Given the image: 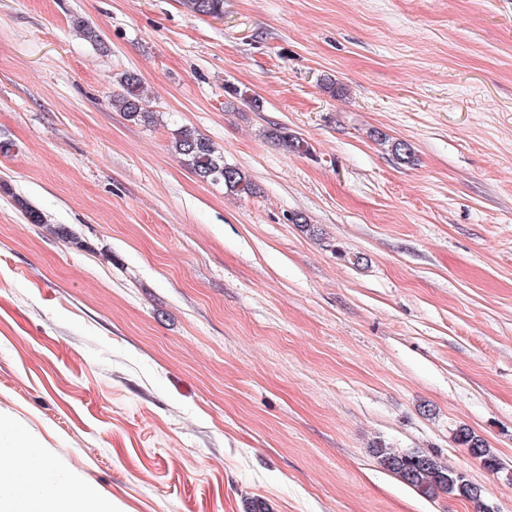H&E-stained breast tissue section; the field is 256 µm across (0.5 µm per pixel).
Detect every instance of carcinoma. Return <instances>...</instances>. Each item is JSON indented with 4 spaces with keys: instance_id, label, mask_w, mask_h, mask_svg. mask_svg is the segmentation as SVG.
<instances>
[{
    "instance_id": "carcinoma-1",
    "label": "carcinoma",
    "mask_w": 512,
    "mask_h": 512,
    "mask_svg": "<svg viewBox=\"0 0 512 512\" xmlns=\"http://www.w3.org/2000/svg\"><path fill=\"white\" fill-rule=\"evenodd\" d=\"M185 5L196 15L220 17L224 15V0H185ZM118 85L120 91L112 93L109 104L123 113L127 120L139 125L151 126L156 123V115L142 108L147 96V86L135 73L123 74ZM279 145L285 150L306 155L310 153L308 143L286 131L277 130L271 133ZM171 149L201 179L214 185H222L224 189L236 195H249L256 192L255 184L238 167L224 162V155L217 151L213 143L188 128L179 127L172 132ZM390 151L401 164L414 162V151L403 141L390 143ZM459 445L470 450V453L481 460L483 466L498 470L502 463L488 448L486 442L467 428L457 433ZM377 464L383 470L392 473L403 483L419 494L435 497L441 492H451L473 504L475 512H490L483 496L467 488L456 479V471L447 466L432 454L422 451L400 452L377 443L372 448Z\"/></svg>"
}]
</instances>
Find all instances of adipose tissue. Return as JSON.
I'll return each instance as SVG.
<instances>
[{
	"instance_id": "ef3b65f1",
	"label": "adipose tissue",
	"mask_w": 512,
	"mask_h": 512,
	"mask_svg": "<svg viewBox=\"0 0 512 512\" xmlns=\"http://www.w3.org/2000/svg\"><path fill=\"white\" fill-rule=\"evenodd\" d=\"M0 512H113L78 471L60 470L8 415L0 413Z\"/></svg>"
}]
</instances>
